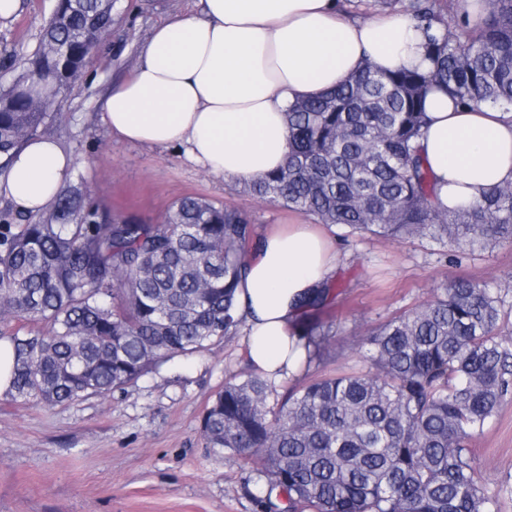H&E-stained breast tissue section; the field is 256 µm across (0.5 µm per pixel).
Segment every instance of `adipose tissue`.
Returning <instances> with one entry per match:
<instances>
[{
  "label": "adipose tissue",
  "mask_w": 512,
  "mask_h": 512,
  "mask_svg": "<svg viewBox=\"0 0 512 512\" xmlns=\"http://www.w3.org/2000/svg\"><path fill=\"white\" fill-rule=\"evenodd\" d=\"M155 25L130 74L113 85L101 121L114 137L176 148L215 176L248 182L288 159L285 114L296 100L343 84L364 64L380 72L428 69L425 40L401 14L349 16L344 0H193ZM419 142L440 209L470 205L512 181V112L462 110L435 92ZM74 158L37 137L0 172L17 211L49 208ZM337 253L309 224L267 236L247 259L237 291L245 355L271 378L295 376L306 355L295 324L302 299L331 277Z\"/></svg>",
  "instance_id": "obj_1"
}]
</instances>
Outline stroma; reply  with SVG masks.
Wrapping results in <instances>:
<instances>
[{"label": "stroma", "instance_id": "1", "mask_svg": "<svg viewBox=\"0 0 512 512\" xmlns=\"http://www.w3.org/2000/svg\"><path fill=\"white\" fill-rule=\"evenodd\" d=\"M54 0H24L0 45L26 58ZM190 0H117L111 36L86 67L74 92L56 106L49 135L76 160L72 186L101 210L160 223L172 203L201 195L249 215L257 238L286 224L310 223L303 213L246 193L187 162L173 149L112 137L100 112L112 85L128 76L138 46L168 11ZM339 254V287L321 312L332 336L320 363L297 384L342 374L365 362L364 332L430 301L456 278L487 282L512 305V246L458 249L430 238L385 241L323 228ZM244 334L208 351L178 357L124 389L47 408L0 395V512H264L267 481L255 464L207 448L201 422L225 378L250 373ZM488 495L512 512V394L471 441Z\"/></svg>", "mask_w": 512, "mask_h": 512}]
</instances>
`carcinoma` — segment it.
Masks as SVG:
<instances>
[{
  "label": "carcinoma",
  "instance_id": "obj_1",
  "mask_svg": "<svg viewBox=\"0 0 512 512\" xmlns=\"http://www.w3.org/2000/svg\"><path fill=\"white\" fill-rule=\"evenodd\" d=\"M403 11L421 28L433 69L365 64L341 86L286 112V166L246 187L259 199L379 239L429 237L457 247L512 243V182L442 210L418 146L427 95L455 107L512 110V0H479L448 24L439 0H347ZM115 0H56L25 65L0 49V171L47 131L51 83L76 86L112 27ZM254 226L239 208L185 195L160 224L99 211L77 188L15 224L0 219V340L14 348L6 395L46 406L108 395L238 330L235 305ZM324 281L301 312L327 306ZM501 292L467 278L365 336L371 370L278 384L232 375L202 423L206 447L257 458L267 512H498L470 442L512 393V336ZM21 319L36 326L8 334ZM331 330L305 333L306 366Z\"/></svg>",
  "mask_w": 512,
  "mask_h": 512
}]
</instances>
